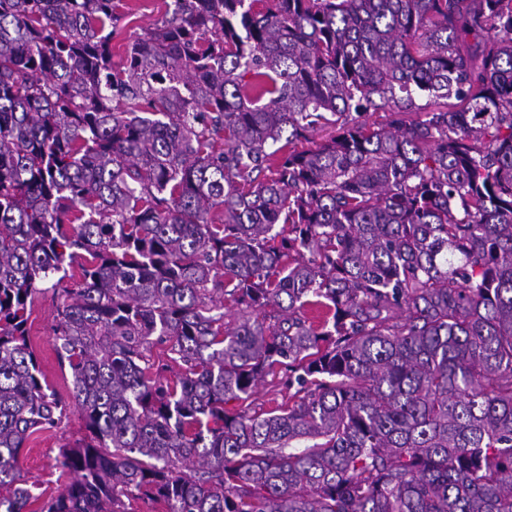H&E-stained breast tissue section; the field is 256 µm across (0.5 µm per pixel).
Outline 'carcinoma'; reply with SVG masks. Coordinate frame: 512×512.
I'll use <instances>...</instances> for the list:
<instances>
[{
    "label": "carcinoma",
    "mask_w": 512,
    "mask_h": 512,
    "mask_svg": "<svg viewBox=\"0 0 512 512\" xmlns=\"http://www.w3.org/2000/svg\"><path fill=\"white\" fill-rule=\"evenodd\" d=\"M118 7L0 0V512L73 404L40 512H512V0ZM173 7L172 0H121L112 34V64L123 63L129 38L154 27ZM55 309L52 291H48L35 302L27 325L28 337L48 383L63 397L69 398L72 394V377L69 369L61 367L57 358L53 332ZM255 405L264 407L265 409L275 406L277 403L284 402L288 399V390L281 386L268 385L263 383L253 396ZM88 431L81 411L74 404L67 416L55 428L33 434L26 442L20 464L23 478L27 480L34 494L42 498L28 506V510H37L42 501L57 495L71 480L72 475L63 472L57 464V458L63 446L87 440Z\"/></svg>",
    "instance_id": "cac0c4a2"
}]
</instances>
